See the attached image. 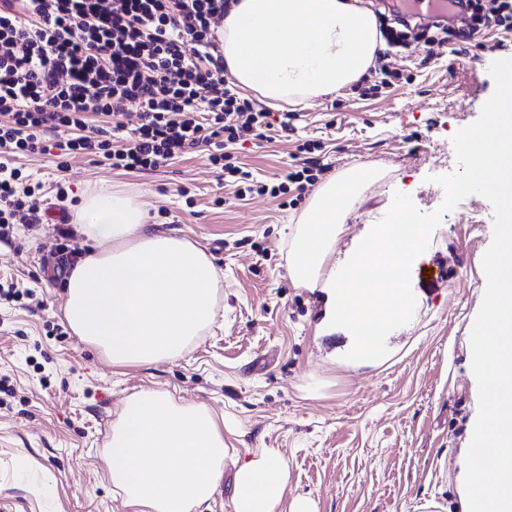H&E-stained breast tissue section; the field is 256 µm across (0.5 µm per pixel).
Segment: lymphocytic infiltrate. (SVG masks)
Masks as SVG:
<instances>
[{
  "label": "lymphocytic infiltrate",
  "mask_w": 512,
  "mask_h": 512,
  "mask_svg": "<svg viewBox=\"0 0 512 512\" xmlns=\"http://www.w3.org/2000/svg\"><path fill=\"white\" fill-rule=\"evenodd\" d=\"M230 0H0V152L83 154L115 169L165 165L199 146L225 181L273 197L318 176L295 166L254 182L231 160L241 139H264L271 114L224 75L215 30ZM469 45L512 29V0H463ZM137 104L138 126L120 117ZM41 210L19 168L0 163V237Z\"/></svg>",
  "instance_id": "1"
}]
</instances>
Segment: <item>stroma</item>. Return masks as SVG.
Listing matches in <instances>:
<instances>
[{
	"instance_id": "stroma-1",
	"label": "stroma",
	"mask_w": 512,
	"mask_h": 512,
	"mask_svg": "<svg viewBox=\"0 0 512 512\" xmlns=\"http://www.w3.org/2000/svg\"><path fill=\"white\" fill-rule=\"evenodd\" d=\"M431 19L411 28L408 47L387 59L394 76L376 96L352 87L294 108L290 131L272 127L235 156L263 182L282 180L302 145L328 176L367 164L384 179L368 185L347 215L345 252L365 225L381 221L395 193L423 213L444 198L436 183L452 173L455 132L474 122L494 89L490 64L512 55V32L487 34L481 48L434 45ZM41 184L54 209L116 185L139 190L151 223L197 243L215 264L224 296L215 324L181 357L150 367H113L68 327L62 279L46 263L63 240L52 220L16 225L0 239V281L31 297L0 301V512H128L101 466L112 420L126 396L160 388L224 419L237 458L279 449L288 463L285 502L306 496L317 512H455L460 460L478 413L469 336L486 282L482 256L493 209L471 195L446 213L410 273L419 306L408 329L389 340L388 360L358 368L329 364L343 336L317 339L325 295L288 276L285 226L314 187L285 199L237 198L205 148L155 170H115L81 155L58 169L38 153L6 157ZM51 475L54 496L37 499L22 476Z\"/></svg>"
}]
</instances>
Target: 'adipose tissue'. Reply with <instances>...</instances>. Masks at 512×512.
<instances>
[{
    "label": "adipose tissue",
    "instance_id": "obj_1",
    "mask_svg": "<svg viewBox=\"0 0 512 512\" xmlns=\"http://www.w3.org/2000/svg\"><path fill=\"white\" fill-rule=\"evenodd\" d=\"M226 72L275 104L300 105L363 76L384 47L374 12L360 0H233L219 29ZM381 173L341 171L312 195L291 227L288 272L328 296L322 331L343 332L345 357L377 365L386 342L412 320L407 275L429 240L425 224L368 225L353 252L335 257L349 203ZM73 224L87 247L66 279L69 328L113 366L147 367L181 357L214 324L219 274L191 240L149 224L138 194L100 186L82 195ZM103 467L130 512H207L233 468L232 512H316L310 499L284 505L290 472L278 449L239 461L224 423L206 405L163 389L125 398L112 420Z\"/></svg>",
    "mask_w": 512,
    "mask_h": 512
}]
</instances>
